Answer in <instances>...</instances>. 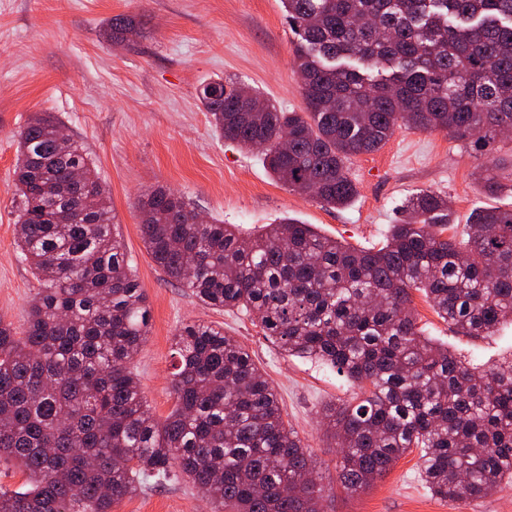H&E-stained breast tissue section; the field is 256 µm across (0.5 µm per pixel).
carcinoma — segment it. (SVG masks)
<instances>
[{
	"mask_svg": "<svg viewBox=\"0 0 512 512\" xmlns=\"http://www.w3.org/2000/svg\"><path fill=\"white\" fill-rule=\"evenodd\" d=\"M300 38L303 109L250 86L201 84L224 139L264 146L273 178L331 208L358 194L348 162L403 126L445 132L485 161L512 130V0H281ZM137 26L117 15L106 37ZM288 148H280L283 132ZM16 238L42 288L24 332L0 318V457L27 488L0 490V512H112L120 499L183 477L212 512H321L316 461L285 422L277 392L224 328L174 336L175 406L163 419L131 369L150 309L112 233V202L83 147L44 112L18 133ZM147 252L212 309H243L290 355L329 365L353 396L322 410L340 448L337 481L370 487L419 449L430 492L457 501L512 481V365L458 359L418 326L413 292L463 336L512 319V208L472 214L447 234L444 195L408 199L381 247L356 248L285 216L253 236L196 224L164 187L138 203Z\"/></svg>",
	"mask_w": 512,
	"mask_h": 512,
	"instance_id": "obj_1",
	"label": "carcinoma"
}]
</instances>
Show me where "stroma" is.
Returning <instances> with one entry per match:
<instances>
[{
	"instance_id": "obj_1",
	"label": "stroma",
	"mask_w": 512,
	"mask_h": 512,
	"mask_svg": "<svg viewBox=\"0 0 512 512\" xmlns=\"http://www.w3.org/2000/svg\"><path fill=\"white\" fill-rule=\"evenodd\" d=\"M119 14L139 25L115 44L104 29ZM295 42L280 0H0V318L24 330L40 287L16 246L13 171L18 131L30 117L50 112L95 163L112 198L114 232L147 296L149 335L132 368L158 417L174 407V334L192 321L212 322L246 346L275 386L285 421L311 450L323 482L333 485L325 512H512V482L483 498L432 495L415 450L370 488L346 493L335 483L337 448L319 414L351 396L349 383L321 363L288 355L263 335L253 314L204 307L146 251L138 201L159 186L244 236L288 215L365 248L380 247L408 198L423 190L447 195L459 238L475 210L512 207V136L493 154L500 185L494 193L484 189L469 147L445 133L408 128L350 160L358 194L348 207H328L273 179L260 152L216 132L197 89L210 79L243 81L278 108L300 110ZM413 306L427 335L461 360L512 362L511 322L474 338L448 328L422 293H414ZM112 512H210V506L179 480L123 498Z\"/></svg>"
}]
</instances>
